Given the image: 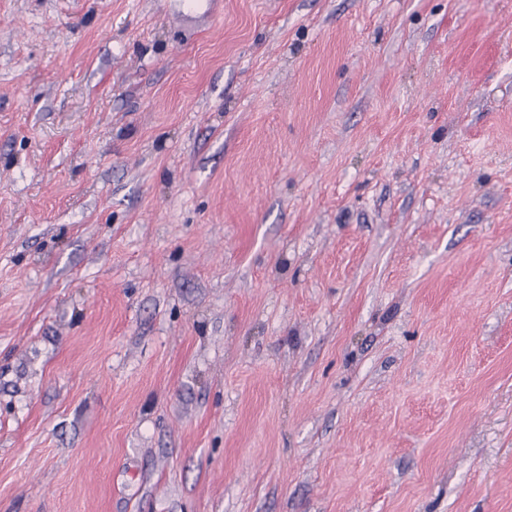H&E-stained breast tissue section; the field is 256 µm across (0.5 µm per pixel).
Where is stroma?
<instances>
[{
	"mask_svg": "<svg viewBox=\"0 0 512 512\" xmlns=\"http://www.w3.org/2000/svg\"><path fill=\"white\" fill-rule=\"evenodd\" d=\"M0 512H512V0H0Z\"/></svg>",
	"mask_w": 512,
	"mask_h": 512,
	"instance_id": "1",
	"label": "stroma"
}]
</instances>
